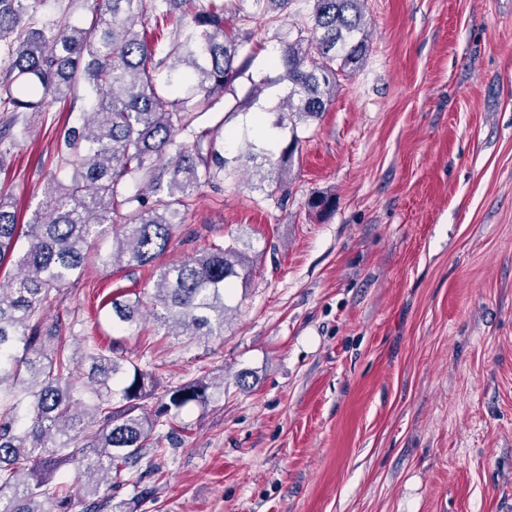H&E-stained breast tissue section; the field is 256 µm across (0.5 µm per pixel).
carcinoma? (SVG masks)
Returning a JSON list of instances; mask_svg holds the SVG:
<instances>
[{
	"mask_svg": "<svg viewBox=\"0 0 512 512\" xmlns=\"http://www.w3.org/2000/svg\"><path fill=\"white\" fill-rule=\"evenodd\" d=\"M244 2L101 0L87 20L46 24L37 18L41 0H0V112L11 113L0 127V147L22 113L46 111L48 98L87 102L81 123L57 144L66 176L51 179L29 224L20 225L14 203L0 196V266L17 268L0 282V512H70L68 493L55 485L68 463L84 477V512H116L102 481L133 467L146 448L164 453L154 442L156 427L190 404H208L224 387L200 376L162 390L154 373L97 344L85 345L76 361L35 317L51 292L80 276L107 224L123 220L112 251L95 253L100 264L146 267L168 249L186 200L203 184L238 180L242 160L254 163L252 175L268 196L290 186L299 125L322 116L339 77L355 73L368 52L366 0H311L295 36L276 15L292 0H251L250 11ZM178 10L158 57L135 26L146 16L166 22ZM226 11L241 25L227 27ZM257 16L279 43L280 81L287 83L264 113L288 136L276 150L247 139L243 155L227 157L223 127L240 111L237 102L214 128L193 133L192 144L176 141L221 97L236 95L237 82L253 81L254 53L244 48L251 41L246 25ZM23 237L27 246L18 253ZM249 273L236 241L214 243L160 268L149 299L112 297V322L136 326L147 308L177 336H220L226 293ZM85 362L89 403L82 412L71 371ZM153 399L159 404L149 413ZM90 428L92 445H75Z\"/></svg>",
	"mask_w": 512,
	"mask_h": 512,
	"instance_id": "cac0c4a2",
	"label": "carcinoma"
}]
</instances>
